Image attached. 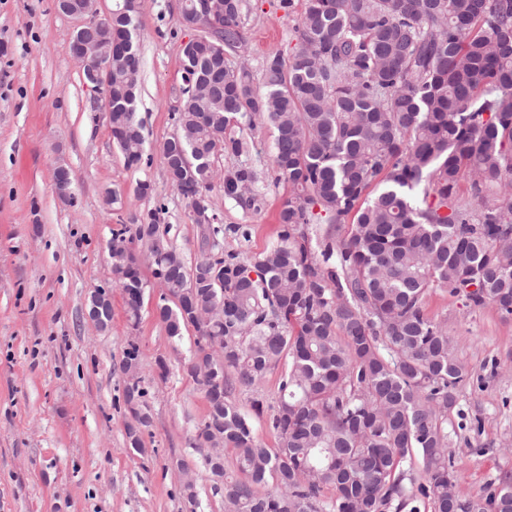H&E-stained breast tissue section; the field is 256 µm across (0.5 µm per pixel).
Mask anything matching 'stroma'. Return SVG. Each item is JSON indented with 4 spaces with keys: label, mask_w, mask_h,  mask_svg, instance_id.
I'll return each instance as SVG.
<instances>
[{
    "label": "stroma",
    "mask_w": 512,
    "mask_h": 512,
    "mask_svg": "<svg viewBox=\"0 0 512 512\" xmlns=\"http://www.w3.org/2000/svg\"><path fill=\"white\" fill-rule=\"evenodd\" d=\"M181 5L137 0V112L149 161L129 168L101 94L86 87L70 54L80 18L60 13L56 0H0V512H186L175 461L193 455V426L206 411L203 390L185 371L193 337L168 340L154 288L131 327L121 289L109 286L107 248L113 228L158 208L186 260L199 255L194 212L161 158L182 84ZM296 20L280 0H244L247 49L228 53V65L247 69L261 87L266 56L289 51ZM224 136L243 149L215 156L211 208L228 228L225 249L253 258L276 239L291 188L273 163L270 125L242 118ZM61 166L72 179L70 202L55 193ZM240 169L254 182L225 193L224 176ZM144 180L152 191L136 196ZM112 191L121 203H109ZM105 286L112 323L101 331L86 312L92 292ZM426 311L447 324L468 370L448 414V453L462 475L458 494L478 497L512 477V319L439 288ZM132 341L146 354L141 373L151 384L141 454L130 451L125 430L121 365ZM159 357L169 367L164 378Z\"/></svg>",
    "instance_id": "1"
}]
</instances>
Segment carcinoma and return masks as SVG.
Masks as SVG:
<instances>
[{
    "label": "carcinoma",
    "mask_w": 512,
    "mask_h": 512,
    "mask_svg": "<svg viewBox=\"0 0 512 512\" xmlns=\"http://www.w3.org/2000/svg\"><path fill=\"white\" fill-rule=\"evenodd\" d=\"M243 0H224L182 48L179 134L161 156L168 180L197 215L212 189L217 150L237 154L224 131L237 117L274 129V164L292 194L278 241L248 259L213 249L189 264L160 224L161 210L112 235L113 282L130 307L147 282L177 265L155 315L171 341L193 329L186 373L207 411L194 449L225 512H512V481L463 500L448 457V410L467 377L444 323L426 313L446 288L512 317V0H303L288 57L271 53L263 90L228 67L245 46ZM135 0L112 7V83L104 88L112 139L127 167L141 164L136 116L140 55ZM202 20L201 0H183L179 24ZM255 176L224 178L234 194ZM468 181L477 209L459 198ZM380 187L369 196L372 186ZM327 228H322V225ZM344 224L348 238L336 240ZM224 306L215 322L196 314ZM278 374V399L233 395ZM143 412L126 425L143 453L151 423L144 379L125 382L124 403ZM266 416L278 447L253 431ZM216 439L224 457L204 453ZM197 483L182 486L198 512Z\"/></svg>",
    "instance_id": "obj_1"
}]
</instances>
